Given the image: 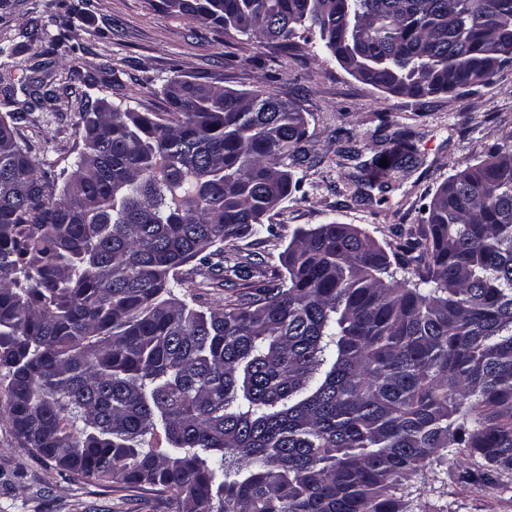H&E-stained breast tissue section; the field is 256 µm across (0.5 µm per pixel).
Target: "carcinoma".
<instances>
[{"label":"carcinoma","instance_id":"obj_1","mask_svg":"<svg viewBox=\"0 0 512 512\" xmlns=\"http://www.w3.org/2000/svg\"><path fill=\"white\" fill-rule=\"evenodd\" d=\"M172 2L286 49L313 29L391 94L512 62V0ZM163 93L164 116L86 104L52 180L16 138L25 112L0 116V416L23 447L174 512H407L401 486L432 457L512 473V134L437 188L396 252L350 224L299 228L272 283L224 246L271 231L285 162L307 159L303 113L179 76ZM402 138L369 184L416 160ZM190 263L246 291L190 305Z\"/></svg>","mask_w":512,"mask_h":512}]
</instances>
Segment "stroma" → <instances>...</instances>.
<instances>
[{
    "label": "stroma",
    "instance_id": "obj_1",
    "mask_svg": "<svg viewBox=\"0 0 512 512\" xmlns=\"http://www.w3.org/2000/svg\"><path fill=\"white\" fill-rule=\"evenodd\" d=\"M74 0H0V113L27 99L31 78L56 101L33 106L17 138L40 170L58 174L82 149L81 108L102 98L137 112H163L170 77L240 91L270 89L296 101L307 118L311 160L289 163L297 183L272 215L273 230L239 242L231 261L255 255L267 280L284 277L282 254L296 229L336 222L393 251L416 230L421 208L448 176L484 158L512 133V65L467 94L429 103L391 95L348 74L317 36L300 31L284 49L252 36L173 14L160 0H91L76 16L75 49L53 54V20ZM411 135L416 161L392 172L386 191L364 185L361 164L389 149L386 137ZM466 464L430 462L406 482L409 512H512V474L485 483L466 478ZM0 512H172L166 496L145 488L115 491L78 479L22 447L0 421Z\"/></svg>",
    "mask_w": 512,
    "mask_h": 512
}]
</instances>
